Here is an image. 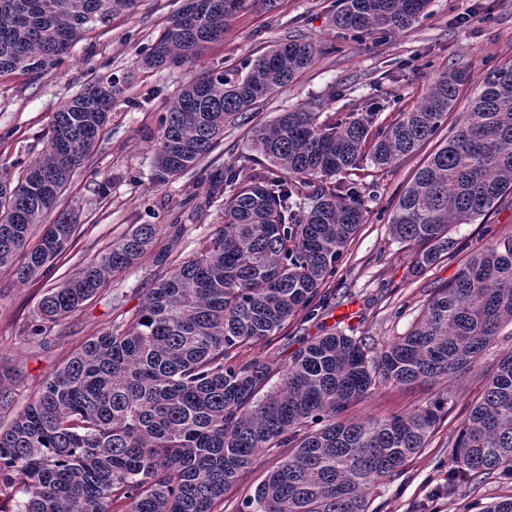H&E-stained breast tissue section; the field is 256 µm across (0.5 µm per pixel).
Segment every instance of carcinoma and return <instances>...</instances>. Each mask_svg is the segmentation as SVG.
<instances>
[{
	"mask_svg": "<svg viewBox=\"0 0 512 512\" xmlns=\"http://www.w3.org/2000/svg\"><path fill=\"white\" fill-rule=\"evenodd\" d=\"M184 0L138 60L144 69L192 62L224 37L247 4ZM140 0H0V76L42 74L84 33L132 14ZM334 26L387 36L426 16L430 0H340ZM319 48L298 35L251 60L182 86L154 144L153 180L196 168L224 126L310 68ZM460 71L444 70L392 123L375 112L323 115L311 102L249 129L245 162L215 181L222 223L143 294L132 319L88 339L0 428V494L22 486L14 512H213L265 449L287 448L239 512H369L368 495L425 448L454 396L406 415L346 412L379 383L438 384L468 373L497 337L512 336V235L476 253L438 289L413 329L379 350L342 331L300 347L278 385L240 350L277 335L312 302L366 221V186L352 171L388 166L441 132L457 106ZM116 83L97 81L52 116L40 159L0 180V269L23 282L48 267L78 230L58 209L63 189L111 120ZM512 195V63L486 75L468 112L395 203L390 225L418 247L423 270L448 255L449 229L486 217ZM38 243L34 230L48 212ZM159 225L138 224L38 303L32 333L79 311L113 274L151 249ZM512 483V350L488 376L458 431L448 495L481 479Z\"/></svg>",
	"mask_w": 512,
	"mask_h": 512,
	"instance_id": "cac0c4a2",
	"label": "carcinoma"
}]
</instances>
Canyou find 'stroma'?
<instances>
[{"label":"stroma","mask_w":512,"mask_h":512,"mask_svg":"<svg viewBox=\"0 0 512 512\" xmlns=\"http://www.w3.org/2000/svg\"><path fill=\"white\" fill-rule=\"evenodd\" d=\"M179 5L180 0H140L135 13L86 33L48 73L0 76V175L13 180L42 156L51 117L67 100L102 78L118 86L110 123L60 200L61 208L78 215L72 244L49 270L26 282L0 271V391L12 398L9 408L0 409L2 426L90 336L136 313L146 289L166 269L153 254H146L111 276L81 311L36 336L32 329L46 289L110 249L136 224L159 225L158 243L169 247L173 260L193 253L196 241L219 221L212 179L225 166L240 164L252 124L318 100L329 112L377 111L376 124L381 127L411 109L444 69L468 74L469 82L460 92L465 99L490 70L512 62V0H431L424 18L383 39L340 34L332 22L338 0H277L274 8L257 5L238 14L225 26L223 41L210 45L192 63L140 69L139 55ZM289 34L321 46L315 64L261 102L250 119L227 127L223 141L194 170L165 184L154 182L152 145L160 132L164 101L203 72L243 69L249 59ZM436 147V142H428L382 168L364 161L359 176L368 187L367 220L324 286L335 292L334 305L309 318L288 320L275 340L242 348L240 361L257 358L276 372L303 341L340 329L354 331L368 346L382 347L409 331L434 290L450 282L473 254L512 235V204L505 202L484 222L453 226L452 253L426 269L416 268L415 250L392 236L388 219L399 195ZM511 349L512 338L499 337L477 367L450 382L453 409L426 448L407 462L403 475L372 491V507L379 512H411L414 503L425 500L430 512H475V505L512 496L511 483L489 478L460 488L451 499L428 498L446 477L466 407L481 397L488 375ZM437 392V387L421 383L381 385L352 405L347 415L360 420L404 414ZM284 454L281 448L261 454L215 512H239L242 500L254 494Z\"/></svg>","instance_id":"obj_1"}]
</instances>
